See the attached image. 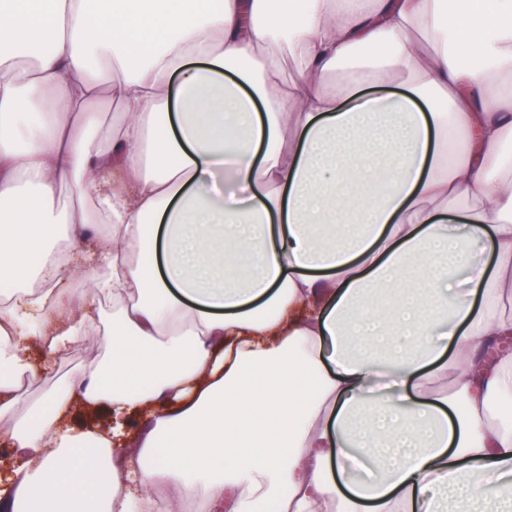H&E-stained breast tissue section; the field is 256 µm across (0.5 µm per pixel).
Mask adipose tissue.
<instances>
[{
	"label": "adipose tissue",
	"instance_id": "adipose-tissue-1",
	"mask_svg": "<svg viewBox=\"0 0 512 512\" xmlns=\"http://www.w3.org/2000/svg\"><path fill=\"white\" fill-rule=\"evenodd\" d=\"M64 238L112 320L31 398L95 322L44 271ZM29 278L0 512H146L172 480L214 512H512V0H0V281ZM94 307L99 313L94 326L88 327L86 335L78 344L58 354L60 372L57 379L59 380L84 371L97 362L102 355L100 330L103 329L104 322L112 318V303L105 304L96 297ZM71 425L75 428L103 429L109 424V417L104 408L88 409L74 405L70 413Z\"/></svg>",
	"mask_w": 512,
	"mask_h": 512
}]
</instances>
